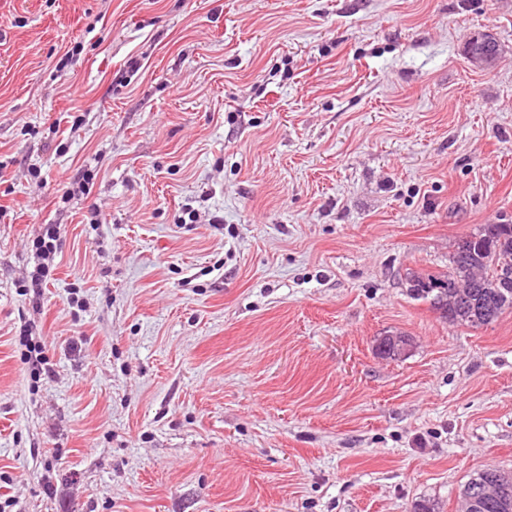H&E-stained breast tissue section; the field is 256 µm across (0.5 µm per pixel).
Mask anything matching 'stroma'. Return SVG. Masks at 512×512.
<instances>
[{
    "label": "stroma",
    "mask_w": 512,
    "mask_h": 512,
    "mask_svg": "<svg viewBox=\"0 0 512 512\" xmlns=\"http://www.w3.org/2000/svg\"><path fill=\"white\" fill-rule=\"evenodd\" d=\"M485 224L512 0H0L5 512H460L512 471V313L449 325L408 275ZM59 232L56 225L49 224L34 241L36 263L30 274L31 286H25V295L32 288L35 295H39L40 288L52 277L54 257L58 252ZM26 336V340L23 344L26 349V353H24L26 363L32 366V372L34 371L38 377L41 376V373H50L48 361L44 355L40 341H33L32 338H28V335Z\"/></svg>",
    "instance_id": "1"
}]
</instances>
